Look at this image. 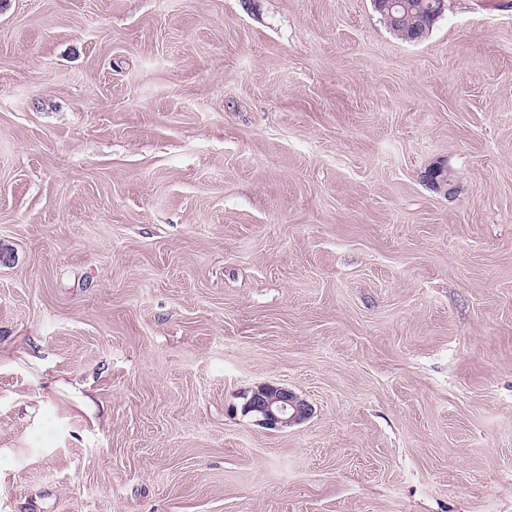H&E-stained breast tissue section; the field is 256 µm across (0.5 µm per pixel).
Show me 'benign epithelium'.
I'll return each instance as SVG.
<instances>
[{
	"instance_id": "benign-epithelium-1",
	"label": "benign epithelium",
	"mask_w": 512,
	"mask_h": 512,
	"mask_svg": "<svg viewBox=\"0 0 512 512\" xmlns=\"http://www.w3.org/2000/svg\"><path fill=\"white\" fill-rule=\"evenodd\" d=\"M372 3L390 27L400 24L399 13L407 9L406 0H372ZM243 412L251 415L258 425L278 430L305 420L310 415V407L285 387L263 385L252 391L244 403Z\"/></svg>"
}]
</instances>
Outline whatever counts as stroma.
<instances>
[{"instance_id": "obj_1", "label": "stroma", "mask_w": 512, "mask_h": 512, "mask_svg": "<svg viewBox=\"0 0 512 512\" xmlns=\"http://www.w3.org/2000/svg\"><path fill=\"white\" fill-rule=\"evenodd\" d=\"M1 251L0 512H512V0H0ZM406 1H408L411 6L410 11L408 13H400L403 10L407 9ZM372 0L373 7L376 12H378L384 21L389 27H393L390 29L397 37L401 40H404V31L406 28L411 27L416 21L422 20L426 24L429 32L432 30L438 19H435L441 15L445 10V0ZM429 1V13L428 14L424 9V4H427ZM400 13V14H399ZM399 15H402L403 20L401 22V26L396 28L401 21ZM407 38L410 41H419L426 36V28L423 24H418L417 26L407 29L405 31ZM310 407L288 388L263 385L252 391L243 406L258 425L278 430L298 424L310 415Z\"/></svg>"}]
</instances>
